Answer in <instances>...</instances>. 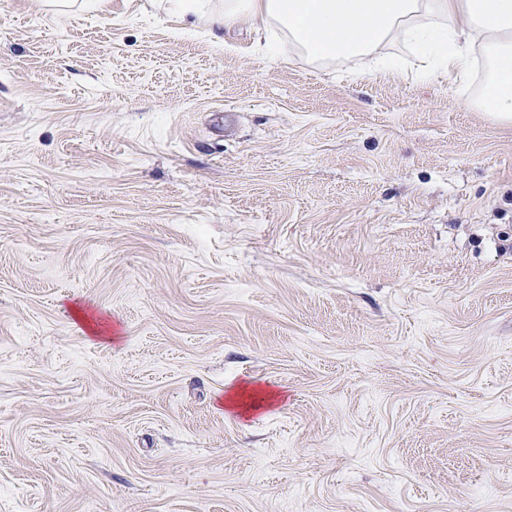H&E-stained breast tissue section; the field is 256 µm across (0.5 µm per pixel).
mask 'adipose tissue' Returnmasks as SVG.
Segmentation results:
<instances>
[{"label": "adipose tissue", "instance_id": "adipose-tissue-1", "mask_svg": "<svg viewBox=\"0 0 512 512\" xmlns=\"http://www.w3.org/2000/svg\"><path fill=\"white\" fill-rule=\"evenodd\" d=\"M168 4L227 29L255 18L276 25L313 64L368 57L388 70L395 62L382 48L401 41L420 58L422 77L458 80L478 51L486 61L481 107L512 118V0H225L213 14L199 0Z\"/></svg>", "mask_w": 512, "mask_h": 512}]
</instances>
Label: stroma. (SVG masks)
Instances as JSON below:
<instances>
[{
  "label": "stroma",
  "instance_id": "35a3bbf8",
  "mask_svg": "<svg viewBox=\"0 0 512 512\" xmlns=\"http://www.w3.org/2000/svg\"><path fill=\"white\" fill-rule=\"evenodd\" d=\"M93 2L0 0V512H512L481 70ZM245 392H247L246 388H244L238 392H235L232 395H228V397L226 398L227 406L229 408H235V409H240L243 411H248L250 409H256V408L261 407L262 406L261 403L263 401H265L269 405L268 401H270L274 397L273 392L262 390V392L265 394V397L262 396L261 394H259L258 392L250 393V394H248V397L253 398L252 402L250 404H248L246 402L242 403L241 397L245 394Z\"/></svg>",
  "mask_w": 512,
  "mask_h": 512
}]
</instances>
